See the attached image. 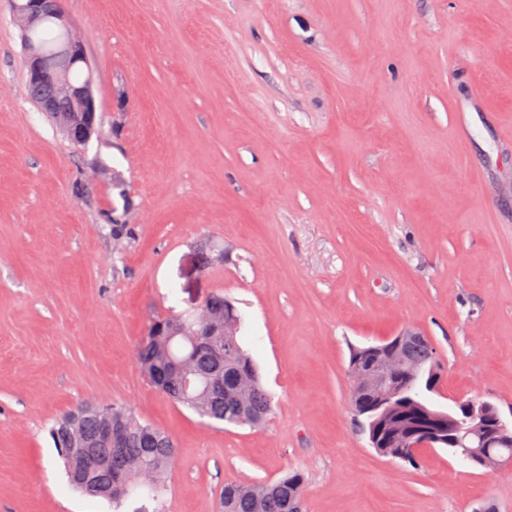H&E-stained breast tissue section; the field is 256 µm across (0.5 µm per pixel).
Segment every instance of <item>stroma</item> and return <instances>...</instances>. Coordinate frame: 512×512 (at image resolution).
Wrapping results in <instances>:
<instances>
[{"mask_svg": "<svg viewBox=\"0 0 512 512\" xmlns=\"http://www.w3.org/2000/svg\"><path fill=\"white\" fill-rule=\"evenodd\" d=\"M97 132L27 94L0 0V512H112L50 437L83 403L173 439L160 500L304 477L306 512H512V465L380 454L350 349L404 329L442 407L512 419V0H65ZM209 246L210 269L200 267ZM224 294L273 411L207 426L138 362L152 323Z\"/></svg>", "mask_w": 512, "mask_h": 512, "instance_id": "obj_1", "label": "stroma"}]
</instances>
